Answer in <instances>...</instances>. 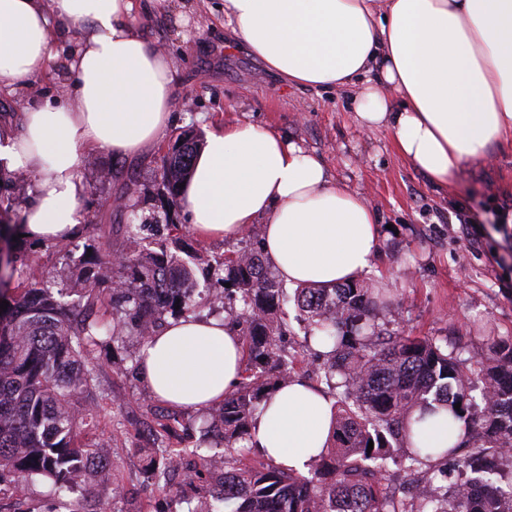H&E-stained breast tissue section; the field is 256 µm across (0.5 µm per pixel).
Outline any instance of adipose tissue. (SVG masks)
<instances>
[{
    "label": "adipose tissue",
    "instance_id": "ef3b65f1",
    "mask_svg": "<svg viewBox=\"0 0 512 512\" xmlns=\"http://www.w3.org/2000/svg\"><path fill=\"white\" fill-rule=\"evenodd\" d=\"M163 2L0 0V91L47 77L56 44L79 33L63 102L27 113L20 133L0 132V168L36 178L19 227L29 239L78 235L87 153L128 158L166 140L172 60L133 22ZM224 23L288 84L354 91L358 123L390 130L434 188L512 143V0H224ZM181 196L198 238L261 224L263 253L291 287L349 282L376 254V212L317 155L250 122L208 132ZM242 368V340L220 318L169 319L138 362L153 397L197 411L221 403ZM335 421L320 387L289 377L256 415L257 449L306 471L330 447Z\"/></svg>",
    "mask_w": 512,
    "mask_h": 512
}]
</instances>
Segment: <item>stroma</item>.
Listing matches in <instances>:
<instances>
[{
	"mask_svg": "<svg viewBox=\"0 0 512 512\" xmlns=\"http://www.w3.org/2000/svg\"><path fill=\"white\" fill-rule=\"evenodd\" d=\"M139 25L173 62L172 134L186 130L201 140L216 126L236 121L271 128L320 157L333 179L375 209L383 229L362 278L386 289L382 316L391 328L447 340L465 359L487 356L488 338L512 340V226L501 221L512 212L511 146L493 149L490 161L466 164L444 192L399 156L389 131H367L356 123L352 92L297 88L269 73L225 30L224 0H168ZM72 48L67 39L57 45L48 79L0 92V117L12 129L67 84ZM162 153L158 147L145 158L116 160L102 149L86 156L80 171L87 185L85 222L71 249L80 253L89 244L104 258L125 251L129 226L139 216L157 220L142 236L187 261L199 277L215 260L245 246L242 237L201 240L188 234L182 205L169 204L158 192L154 173ZM95 167L111 170V179L96 182ZM127 195L139 199L138 213L116 207ZM4 250L33 281L57 284L73 273L41 242L21 237ZM138 352L135 337H101L93 393L77 407L85 442L111 440L113 468L71 491L37 477L22 497L5 496V503L16 512H168L151 478V460L191 444L207 455L215 441L203 439L202 414L191 410L180 411L176 437L152 436L164 405L133 369ZM118 484L123 492L117 496Z\"/></svg>",
	"mask_w": 512,
	"mask_h": 512,
	"instance_id": "1",
	"label": "stroma"
}]
</instances>
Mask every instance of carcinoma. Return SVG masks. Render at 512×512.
<instances>
[{"mask_svg": "<svg viewBox=\"0 0 512 512\" xmlns=\"http://www.w3.org/2000/svg\"><path fill=\"white\" fill-rule=\"evenodd\" d=\"M198 149L194 135L184 132L160 157L155 179L170 198L189 177ZM75 264L78 273L58 289L21 281L12 295L0 291V302H9L0 310V484L9 474L13 484L42 476L60 488L74 486L84 462L100 452L82 443L76 416V399L93 385L99 337L136 336L144 343L166 317L194 312L203 294L237 328L246 363L208 419L209 432L224 445L220 466L203 456L200 468L186 471L189 484L204 470L220 473L210 507L197 512H217L229 501L236 504L232 512H512L511 342L491 338L486 359L465 360L434 338L390 331L380 318L383 301L367 281L296 289L309 337L330 347L307 373L335 390L340 404L333 445L303 476L270 459L248 458L255 413L289 365L281 349L286 288L257 235L213 269L202 293L192 271L163 246L151 250L135 241L119 264L97 256ZM109 279L112 319L106 321L96 305L99 286ZM74 295L83 301L78 319L71 317ZM476 387L484 403L477 425ZM434 403L447 407L463 431L443 453L458 459L461 471L450 489L438 485L445 472L416 447L409 426L415 410L420 422ZM461 448L468 453L459 459ZM391 463L424 488L388 490Z\"/></svg>", "mask_w": 512, "mask_h": 512, "instance_id": "1", "label": "carcinoma"}]
</instances>
